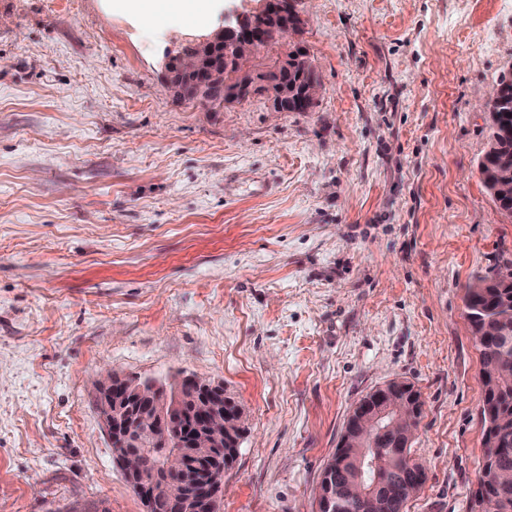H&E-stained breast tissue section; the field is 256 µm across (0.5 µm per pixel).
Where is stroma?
Here are the masks:
<instances>
[{
  "mask_svg": "<svg viewBox=\"0 0 512 512\" xmlns=\"http://www.w3.org/2000/svg\"><path fill=\"white\" fill-rule=\"evenodd\" d=\"M204 24L0 0V512H144L99 371L222 385L246 432L219 512H317L346 419L391 381L422 414L403 512H470L481 356L464 295L512 258L485 189L512 0H300L309 112L177 99Z\"/></svg>",
  "mask_w": 512,
  "mask_h": 512,
  "instance_id": "obj_1",
  "label": "stroma"
}]
</instances>
